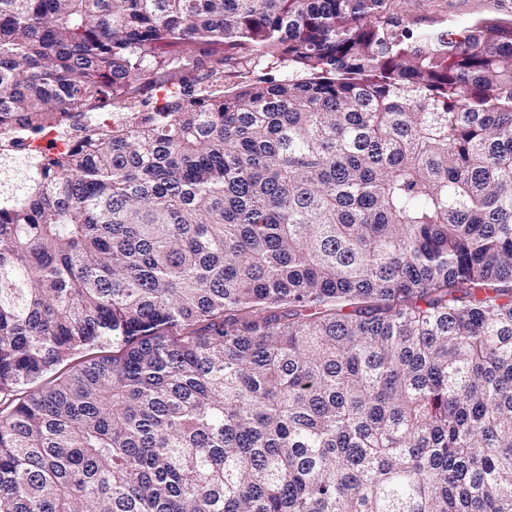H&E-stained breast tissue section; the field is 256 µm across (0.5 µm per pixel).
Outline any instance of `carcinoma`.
Wrapping results in <instances>:
<instances>
[{"label": "carcinoma", "instance_id": "obj_1", "mask_svg": "<svg viewBox=\"0 0 512 512\" xmlns=\"http://www.w3.org/2000/svg\"><path fill=\"white\" fill-rule=\"evenodd\" d=\"M0 512H512V23L0 0Z\"/></svg>", "mask_w": 512, "mask_h": 512}]
</instances>
